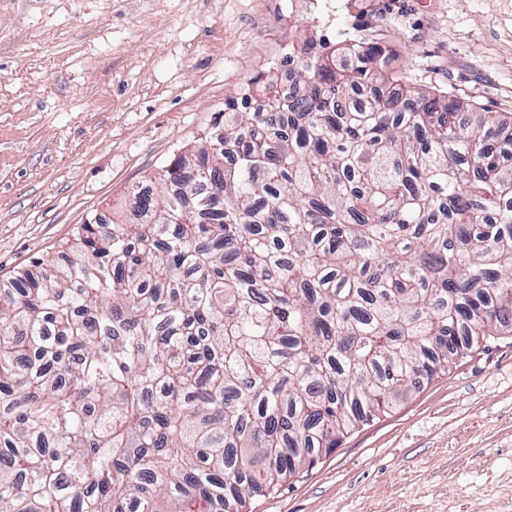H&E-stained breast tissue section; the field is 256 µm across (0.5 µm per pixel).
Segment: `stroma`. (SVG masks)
<instances>
[{"label": "stroma", "instance_id": "35a3bbf8", "mask_svg": "<svg viewBox=\"0 0 512 512\" xmlns=\"http://www.w3.org/2000/svg\"><path fill=\"white\" fill-rule=\"evenodd\" d=\"M512 114V0H0V278L60 250L285 74L306 37ZM253 512H512V336L437 374Z\"/></svg>", "mask_w": 512, "mask_h": 512}]
</instances>
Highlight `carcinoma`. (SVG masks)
<instances>
[{"label":"carcinoma","mask_w":512,"mask_h":512,"mask_svg":"<svg viewBox=\"0 0 512 512\" xmlns=\"http://www.w3.org/2000/svg\"><path fill=\"white\" fill-rule=\"evenodd\" d=\"M310 40L0 283V512H251L512 333V117Z\"/></svg>","instance_id":"1"}]
</instances>
